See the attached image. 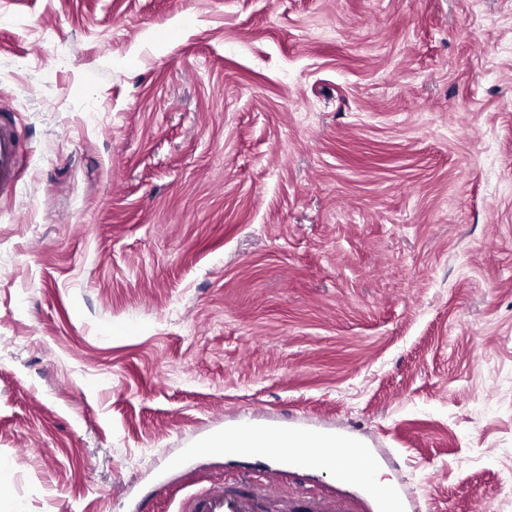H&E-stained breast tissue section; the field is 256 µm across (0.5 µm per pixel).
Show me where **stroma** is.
<instances>
[{"mask_svg": "<svg viewBox=\"0 0 512 512\" xmlns=\"http://www.w3.org/2000/svg\"><path fill=\"white\" fill-rule=\"evenodd\" d=\"M5 115L0 512L334 484L250 421L512 512V0H0ZM19 158L15 127L0 119V189L12 187L17 182ZM200 448H220L232 456H263L274 453H290L314 461L322 470L332 473L343 483L364 481L381 487L390 482L382 478L368 450L358 442L344 436L327 440L316 434L296 429L269 430L252 423H244L236 429L224 430L213 435ZM317 448H335L321 459Z\"/></svg>", "mask_w": 512, "mask_h": 512, "instance_id": "1", "label": "stroma"}]
</instances>
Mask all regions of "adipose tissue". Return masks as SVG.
<instances>
[{
	"mask_svg": "<svg viewBox=\"0 0 512 512\" xmlns=\"http://www.w3.org/2000/svg\"><path fill=\"white\" fill-rule=\"evenodd\" d=\"M208 447L218 448L232 456H262L290 453L317 461L322 470L332 473L338 480L350 483L364 481L386 486L368 450L358 442L343 437L327 440L316 434L296 429L269 430L251 423L213 435ZM327 449V456H319V449Z\"/></svg>",
	"mask_w": 512,
	"mask_h": 512,
	"instance_id": "1",
	"label": "adipose tissue"
}]
</instances>
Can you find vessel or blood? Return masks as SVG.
Wrapping results in <instances>:
<instances>
[{"label":"vessel or blood","mask_w":512,"mask_h":512,"mask_svg":"<svg viewBox=\"0 0 512 512\" xmlns=\"http://www.w3.org/2000/svg\"><path fill=\"white\" fill-rule=\"evenodd\" d=\"M20 149L14 126L0 120V189L18 180ZM362 495L354 502L341 499L334 490L318 495L297 494L281 498L270 490L256 487L249 477H241L231 486H210L186 495L178 512H397L401 508L399 494L391 489L379 490L362 485Z\"/></svg>","instance_id":"1"}]
</instances>
